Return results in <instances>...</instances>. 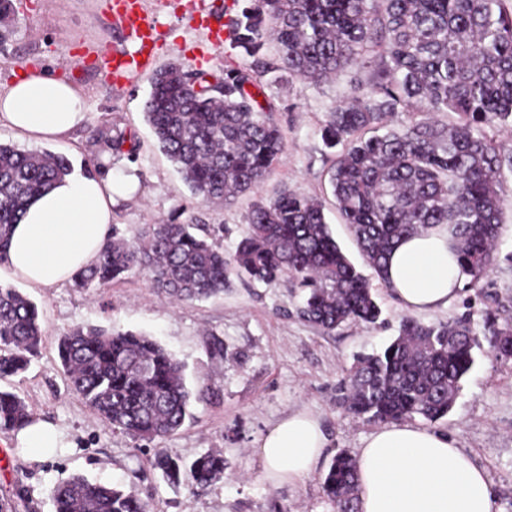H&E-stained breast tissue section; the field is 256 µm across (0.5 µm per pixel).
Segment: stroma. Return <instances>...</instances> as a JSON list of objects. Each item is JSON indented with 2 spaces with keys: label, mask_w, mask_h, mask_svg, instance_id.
Wrapping results in <instances>:
<instances>
[{
  "label": "stroma",
  "mask_w": 512,
  "mask_h": 512,
  "mask_svg": "<svg viewBox=\"0 0 512 512\" xmlns=\"http://www.w3.org/2000/svg\"><path fill=\"white\" fill-rule=\"evenodd\" d=\"M158 22L151 70L113 80L100 66L102 55L129 52L132 41L112 10V0H13L11 34L0 46V83L23 69L42 65L83 88L88 120L74 139L47 144L64 155L72 172L98 174V134L124 135L134 152L123 154L138 187L116 198L112 216L119 237L132 241L145 225L175 221L222 226L225 253H233L247 229L255 197L288 187L325 204L326 220L342 250L356 266L363 258L331 195L327 170L331 157L320 127L327 104L349 95L368 70L350 69L334 83L313 87L278 81L265 93L275 105L287 154L258 196L243 195L223 205L202 203L159 150L144 115L154 71L172 64L185 70L222 75L242 63L227 36L236 0H141ZM502 223L494 259L478 288L460 293L435 312L416 313L430 324L470 314L482 321L489 310H512V174L500 187ZM384 327L359 322L332 333L296 314L303 291L291 282L271 284L233 279L223 296L193 302L173 301L156 288L151 275L133 269L122 280L85 290L64 283L27 290L44 331L42 354L29 370L0 381L15 392L37 419L60 430L62 445L46 457L21 448L16 434H0V512H54L55 486L74 475L119 483L152 504V512H333L322 479L338 451L357 453L374 423L354 417L336 400V389L360 353L380 349L399 333L407 317L393 294L375 287ZM147 334L183 364L186 381L203 396L192 417L175 433L154 441L134 438L97 418L67 383L57 357V342L72 327ZM308 408L326 427L330 446L312 474L295 484L274 485L250 449L267 426L288 412ZM440 430L486 471L498 496L499 512H512V360L486 350L475 364ZM186 462L205 453L223 455L224 477L195 494L173 487L152 465L156 449Z\"/></svg>",
  "instance_id": "1"
}]
</instances>
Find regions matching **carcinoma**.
<instances>
[{"mask_svg":"<svg viewBox=\"0 0 512 512\" xmlns=\"http://www.w3.org/2000/svg\"><path fill=\"white\" fill-rule=\"evenodd\" d=\"M229 21L242 64L224 68L210 86L206 74L176 66L157 71L144 112L161 150L205 204L222 203L260 187L285 153L282 129L265 95L267 76L319 86L350 68L370 70L347 102L331 101L321 127L336 210L374 277L387 284L386 263L404 238L444 226L479 287L501 223L497 188L512 173L504 151L483 125L512 127V0H241ZM12 0H0V45L10 34ZM274 25L276 48L265 33ZM202 89H194V83ZM421 107L455 120L390 126ZM71 172L49 151L0 143V264L13 225L28 202ZM235 252L196 234L198 224L149 226L143 244L112 234L97 261L74 277L90 288L147 269L172 297L194 301L224 292L230 277L309 289L298 315L331 333L348 321L375 324L381 309L371 278L357 270L334 239L322 201L287 187L257 200ZM483 334L498 358L512 359V318L482 324L461 317L425 325L403 320L380 350L360 354L340 387L355 417L386 423L419 417L429 424L452 409L475 362ZM43 332L37 306L0 285V379L25 372ZM71 389L101 419L135 438L154 441L190 416L193 392L183 365L155 339L133 331L75 326L58 341ZM34 414L15 393L0 389V432L20 430ZM153 465L173 484L194 492L224 475V456L206 453L190 465L157 450ZM334 512H359L357 460L345 451L322 480ZM55 512H150L134 490L72 478L54 492Z\"/></svg>","mask_w":512,"mask_h":512,"instance_id":"obj_1","label":"carcinoma"}]
</instances>
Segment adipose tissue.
<instances>
[{
  "mask_svg": "<svg viewBox=\"0 0 512 512\" xmlns=\"http://www.w3.org/2000/svg\"><path fill=\"white\" fill-rule=\"evenodd\" d=\"M88 119L84 91L46 67L0 85V128L30 143L57 142ZM114 172L74 175L32 199L12 231L5 277L32 289L53 288L96 261L121 188ZM465 275L447 231L412 236L393 250L387 285L411 311L447 308ZM330 446L314 412L301 408L270 424L252 453L273 484L309 476ZM360 512H499L483 468L448 434L394 423L374 430L357 455Z\"/></svg>",
  "mask_w": 512,
  "mask_h": 512,
  "instance_id": "obj_1",
  "label": "adipose tissue"
}]
</instances>
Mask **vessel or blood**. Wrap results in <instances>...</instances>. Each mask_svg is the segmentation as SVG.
<instances>
[{
    "label": "vessel or blood",
    "instance_id": "1",
    "mask_svg": "<svg viewBox=\"0 0 512 512\" xmlns=\"http://www.w3.org/2000/svg\"><path fill=\"white\" fill-rule=\"evenodd\" d=\"M113 10L135 44L134 52L113 57L107 64V75L120 77L148 65L153 56L156 23L140 9L138 0H114Z\"/></svg>",
    "mask_w": 512,
    "mask_h": 512
}]
</instances>
